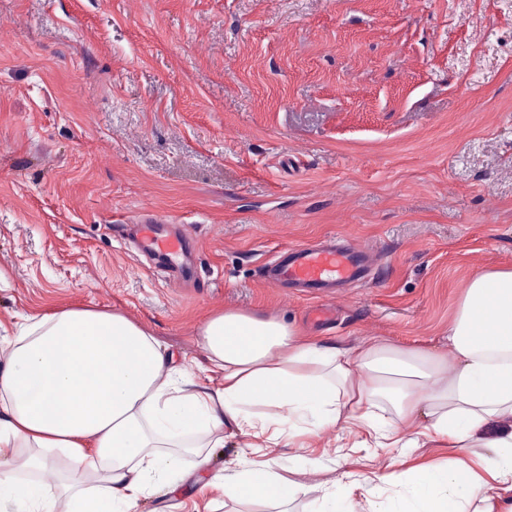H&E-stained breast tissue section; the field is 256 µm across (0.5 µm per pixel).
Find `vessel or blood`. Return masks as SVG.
I'll list each match as a JSON object with an SVG mask.
<instances>
[{"mask_svg": "<svg viewBox=\"0 0 512 512\" xmlns=\"http://www.w3.org/2000/svg\"><path fill=\"white\" fill-rule=\"evenodd\" d=\"M140 234L144 248L150 252L174 260L183 251L181 239L158 236L154 225H141ZM373 253V247L367 244L295 246L287 260L268 266L264 282L271 288L298 285L322 292L339 282L361 280Z\"/></svg>", "mask_w": 512, "mask_h": 512, "instance_id": "vessel-or-blood-1", "label": "vessel or blood"}]
</instances>
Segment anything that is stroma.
Segmentation results:
<instances>
[{
    "label": "stroma",
    "mask_w": 512,
    "mask_h": 512,
    "mask_svg": "<svg viewBox=\"0 0 512 512\" xmlns=\"http://www.w3.org/2000/svg\"><path fill=\"white\" fill-rule=\"evenodd\" d=\"M189 230L190 281L128 228ZM378 248L365 283L319 300L262 284L277 251ZM512 269V0H0V320L126 315L178 366L214 311L256 312L337 347L448 352L464 283ZM367 431L297 430L267 456L302 490L384 502L393 456ZM185 456L138 512L224 506ZM344 486H336L337 476Z\"/></svg>",
    "instance_id": "stroma-1"
}]
</instances>
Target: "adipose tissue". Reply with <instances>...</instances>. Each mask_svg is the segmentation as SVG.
Here are the masks:
<instances>
[{
    "label": "adipose tissue",
    "mask_w": 512,
    "mask_h": 512,
    "mask_svg": "<svg viewBox=\"0 0 512 512\" xmlns=\"http://www.w3.org/2000/svg\"><path fill=\"white\" fill-rule=\"evenodd\" d=\"M200 384L169 346L127 316L89 308L27 315L0 339V505L19 512H135L149 491L175 490L181 458L220 448L235 427L250 447L293 418L316 429L389 418L385 447L418 432L480 456L412 465L380 482L403 493L369 512H512V270L462 291L449 353L372 343L329 347L274 318L211 314L199 329ZM266 414H259V407ZM205 484L234 502H290L297 482L243 461Z\"/></svg>",
    "instance_id": "obj_1"
}]
</instances>
